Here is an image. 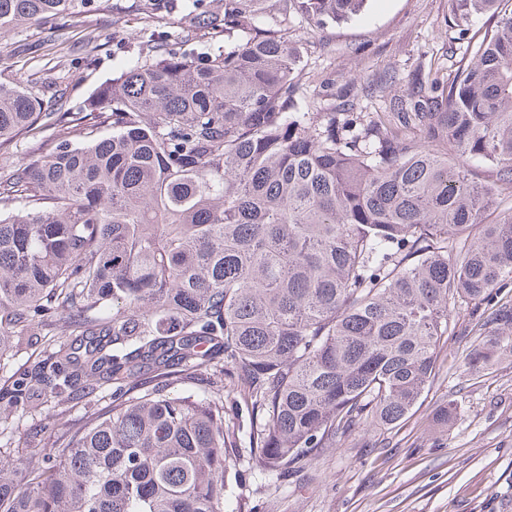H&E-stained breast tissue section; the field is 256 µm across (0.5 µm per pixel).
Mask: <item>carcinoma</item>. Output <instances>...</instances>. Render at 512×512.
Returning a JSON list of instances; mask_svg holds the SVG:
<instances>
[{
	"instance_id": "carcinoma-1",
	"label": "carcinoma",
	"mask_w": 512,
	"mask_h": 512,
	"mask_svg": "<svg viewBox=\"0 0 512 512\" xmlns=\"http://www.w3.org/2000/svg\"><path fill=\"white\" fill-rule=\"evenodd\" d=\"M191 0L69 125L0 80V147H53L0 180V357L65 316L13 375L8 412L112 387V410L42 449L0 448V512H224L237 474L224 385L250 400L249 451L283 473L357 426L416 405L458 301L512 284V9L459 67L419 71L387 112H320L299 96L284 23L346 21L365 0ZM98 0H0V29L53 32ZM221 37L203 52L189 49ZM490 168L472 177L468 161ZM469 365L512 352L499 307ZM41 456L29 467L27 459Z\"/></svg>"
}]
</instances>
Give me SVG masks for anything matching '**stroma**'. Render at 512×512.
Here are the masks:
<instances>
[{
    "mask_svg": "<svg viewBox=\"0 0 512 512\" xmlns=\"http://www.w3.org/2000/svg\"><path fill=\"white\" fill-rule=\"evenodd\" d=\"M180 12L150 18L146 0H100V9L71 21L70 37L84 25L101 29V45L89 51L49 43V30L33 25L23 32L0 29L1 75L43 88L74 112L93 90L115 76L139 47L146 28L180 31ZM496 16H471L456 24L449 0H367L347 21L316 27L300 12L288 20V38L302 55L300 93L322 111L340 102H359L362 111L387 110L419 69L453 71L470 38L495 26ZM36 45L45 62L27 63L24 49ZM383 84L382 95L364 99L362 89ZM512 288L472 305L457 303L448 344L434 376L415 408L398 425L363 426L338 437L334 446L280 475L259 471L249 455L251 406L224 382V416L238 434V477L231 482L224 512H512V356L476 370L466 359L475 345V322L487 321ZM454 402L457 415L448 429L432 424L435 407ZM112 404L109 390L92 398L52 401L36 418H12L17 437L49 438L80 427Z\"/></svg>",
    "mask_w": 512,
    "mask_h": 512,
    "instance_id": "obj_1",
    "label": "stroma"
}]
</instances>
